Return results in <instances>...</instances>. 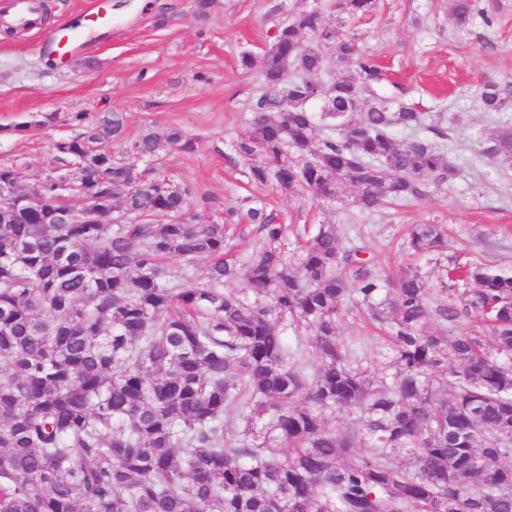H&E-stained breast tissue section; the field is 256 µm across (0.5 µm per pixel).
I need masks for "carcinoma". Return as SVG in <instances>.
I'll return each instance as SVG.
<instances>
[{
  "instance_id": "obj_1",
  "label": "carcinoma",
  "mask_w": 512,
  "mask_h": 512,
  "mask_svg": "<svg viewBox=\"0 0 512 512\" xmlns=\"http://www.w3.org/2000/svg\"><path fill=\"white\" fill-rule=\"evenodd\" d=\"M450 2L467 26L476 0ZM338 7L364 16L378 0ZM240 64L261 88L235 146L254 181L322 204L351 187L370 215L459 174L446 108L409 102L317 10ZM478 99L511 110L512 87L485 78ZM70 121L54 148L76 194L98 188L100 223H56L47 179L26 187L28 223L0 206V512H512V273L451 257L440 291L467 288L431 307L418 271L379 278L335 223L290 230L240 205L220 224L188 216L190 188L151 167L191 150L180 129L114 158L121 113ZM471 150L512 158V127ZM114 209L127 223H107ZM244 219L256 241L239 260L226 232ZM406 246L445 248L444 225H411ZM358 307L385 332L386 371L341 336ZM338 409L351 419L331 428Z\"/></svg>"
}]
</instances>
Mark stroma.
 Segmentation results:
<instances>
[{
	"label": "stroma",
	"instance_id": "35a3bbf8",
	"mask_svg": "<svg viewBox=\"0 0 512 512\" xmlns=\"http://www.w3.org/2000/svg\"><path fill=\"white\" fill-rule=\"evenodd\" d=\"M45 2L42 24L0 32V164L13 166L22 183L34 187L58 172L53 144L75 134L71 114L119 112L126 141L172 127L192 141V151H171L155 167L191 188L189 212L203 220L222 221L225 206L244 202L272 209L287 224L335 222L343 244L363 245L378 276L420 268L434 305L447 296L434 260L408 255L410 225H446L448 255L512 272V161H489L469 149L472 136L512 126V110L482 111L476 94L484 78L512 83V0H479L491 23L477 15L464 28L455 25L448 0H380L366 18L345 17L338 0H213L203 18L196 0ZM99 8L112 21L89 28L86 17ZM313 8L367 47L407 88L409 100L444 105L454 116L447 153L461 173L432 200L388 205L365 217L352 207L351 191L332 205H305L251 179L234 143L259 88L240 57L261 56L286 13ZM66 26L88 29L87 41L67 66L49 68L44 51ZM51 113L56 121L42 124Z\"/></svg>",
	"mask_w": 512,
	"mask_h": 512
}]
</instances>
